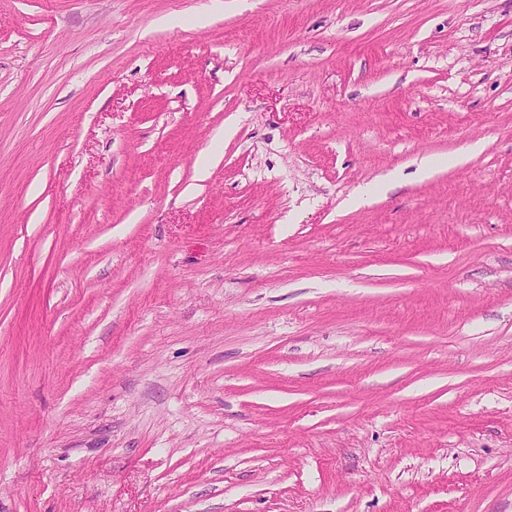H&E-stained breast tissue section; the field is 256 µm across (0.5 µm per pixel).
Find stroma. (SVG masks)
<instances>
[{"label": "stroma", "instance_id": "stroma-1", "mask_svg": "<svg viewBox=\"0 0 512 512\" xmlns=\"http://www.w3.org/2000/svg\"><path fill=\"white\" fill-rule=\"evenodd\" d=\"M0 512H512V0H0Z\"/></svg>", "mask_w": 512, "mask_h": 512}]
</instances>
